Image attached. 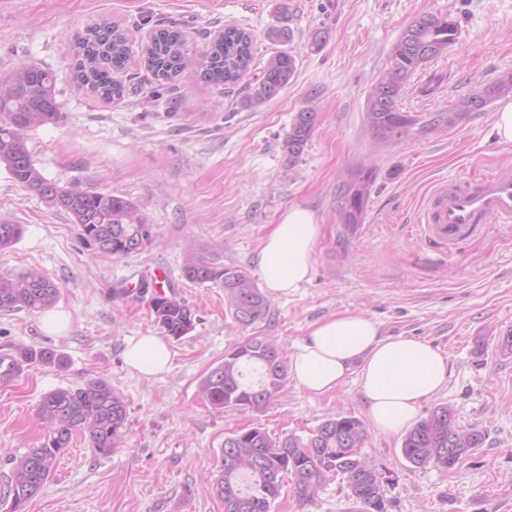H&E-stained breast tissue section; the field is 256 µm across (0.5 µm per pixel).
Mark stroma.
Listing matches in <instances>:
<instances>
[{
    "instance_id": "stroma-1",
    "label": "stroma",
    "mask_w": 512,
    "mask_h": 512,
    "mask_svg": "<svg viewBox=\"0 0 512 512\" xmlns=\"http://www.w3.org/2000/svg\"><path fill=\"white\" fill-rule=\"evenodd\" d=\"M424 12L459 23L456 43L413 75L400 100L425 120L512 73V0H0V74L25 63L57 75L61 117L28 134L37 169L64 186L131 200L155 233L140 251L100 258L67 213L0 165V220L24 227L0 250V275L48 274L63 286L55 307L68 316L67 327L51 333L42 313H0V347L50 348L65 360L61 368L30 364L12 389H0V497L11 456L42 441V397L102 378L127 407L122 443L102 455L75 438L26 512H224L208 481L231 431L258 426L304 438L328 417L363 419L367 411L353 375L320 397L285 381L260 413L213 409L199 393L203 377L247 336L273 337L288 354L312 324L348 311L376 322L382 336H413L445 356L447 380L421 402L417 419L444 405L460 426L486 434L482 447L444 472L413 467L401 434L369 427L361 453L386 481L389 512H512V354L500 349L512 333V232L493 226L445 256L427 250L418 232L435 189L512 164V145L490 135L499 105L384 144L366 122L367 95L391 44ZM105 18L126 29L131 47L127 94L117 106L72 80L76 36ZM169 22L197 51L224 26L249 32L250 78L274 52L269 30L288 25L297 71L256 108L244 104L248 80L213 85L188 70L156 89L141 59L155 28ZM321 27L326 42L310 50ZM306 107L317 111V129L291 164L282 145ZM355 166L373 169L375 184L363 224L345 238L336 182ZM291 206L311 210L322 226L311 278L291 295L272 296L270 321L241 330L223 288L183 277L187 248L207 247L224 265L258 275L261 241ZM157 267L194 311L195 328L169 340L170 370L146 379L123 353L130 339L160 332L139 291ZM292 488L284 479L272 512L359 510L339 477L307 509Z\"/></svg>"
}]
</instances>
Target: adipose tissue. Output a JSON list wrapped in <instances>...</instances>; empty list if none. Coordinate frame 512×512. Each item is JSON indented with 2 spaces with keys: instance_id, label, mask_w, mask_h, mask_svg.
<instances>
[{
  "instance_id": "adipose-tissue-1",
  "label": "adipose tissue",
  "mask_w": 512,
  "mask_h": 512,
  "mask_svg": "<svg viewBox=\"0 0 512 512\" xmlns=\"http://www.w3.org/2000/svg\"><path fill=\"white\" fill-rule=\"evenodd\" d=\"M321 226L306 208L294 206L263 239L259 269L266 288L293 293L307 280ZM126 361L150 377L166 371L170 350L155 335L129 341ZM290 378L303 391L322 396L357 375L370 420L396 433L416 415L420 402L446 381L448 365L431 344L411 336H381L371 319L350 312L310 326L288 363Z\"/></svg>"
}]
</instances>
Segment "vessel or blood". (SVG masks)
Wrapping results in <instances>:
<instances>
[{
	"instance_id": "vessel-or-blood-1",
	"label": "vessel or blood",
	"mask_w": 512,
	"mask_h": 512,
	"mask_svg": "<svg viewBox=\"0 0 512 512\" xmlns=\"http://www.w3.org/2000/svg\"><path fill=\"white\" fill-rule=\"evenodd\" d=\"M489 223H512L511 167L439 189L424 226L425 243L443 252L478 235ZM27 366L18 350L0 349V387L13 386Z\"/></svg>"
}]
</instances>
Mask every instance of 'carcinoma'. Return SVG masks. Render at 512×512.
<instances>
[{"label":"carcinoma","instance_id":"carcinoma-1","mask_svg":"<svg viewBox=\"0 0 512 512\" xmlns=\"http://www.w3.org/2000/svg\"><path fill=\"white\" fill-rule=\"evenodd\" d=\"M459 35V24L449 14H421L402 30L391 47L389 67L373 81L367 97L369 131L381 143L388 142L405 125L419 118L401 111L399 100L412 76L430 60L446 53ZM268 39L283 46L273 53L262 70L259 84L248 104L259 107L284 89L297 69L296 57L284 49L292 39L286 26L275 27ZM129 49L126 31L118 24L102 21L77 36L73 81L96 97L121 102L126 87L121 73L126 69ZM254 59L249 33L228 26L200 56L193 55L174 24L158 29L144 56V68L158 85L174 82L193 66L210 84L240 81ZM57 76L47 68L21 65L0 76V163L12 178L50 206L70 214L80 227L83 241L102 257L125 256L141 250L154 237V225L137 206L122 196L89 193L45 178L27 147L28 133L57 122L61 103L57 100ZM512 96V74L474 90L452 107L436 113L431 126L452 127L469 112H482L493 100ZM318 113L303 108L293 118L283 143L288 163H295L311 140ZM374 183L372 170L348 173L336 187L337 210L344 231L360 222L365 201ZM23 227L0 221V249L13 245ZM188 281L224 288L233 319L249 328L269 319L271 302L243 267L226 266L205 248L190 252L182 268ZM59 285L44 272L31 269L20 276L0 275V312H39L52 306ZM151 314L162 333L180 339L194 329L195 314L174 291L154 292ZM30 362L61 368L65 361L50 349H26ZM287 365L280 346L267 336H250L224 354V361L211 368L202 380L200 393L213 408L250 410L260 413L277 397ZM38 417L46 425L44 441L15 458L9 483L8 512H24L48 478L57 459L74 436L87 437L91 447L107 455L120 443L127 410L123 399L104 379L95 378L77 388H60L43 396ZM364 422L352 415H336L321 422L302 439L295 435L274 437L260 427L232 431L224 439L218 477L211 490L224 501V512H271L281 494L286 475L293 477V493L301 507L316 504L332 476H342L360 512H388L383 478L361 455L367 439ZM485 433L456 424L446 406L436 407L403 436L401 453L415 467L433 466L452 471L467 452L480 447ZM461 452L448 455V449Z\"/></svg>","mask_w":512,"mask_h":512}]
</instances>
